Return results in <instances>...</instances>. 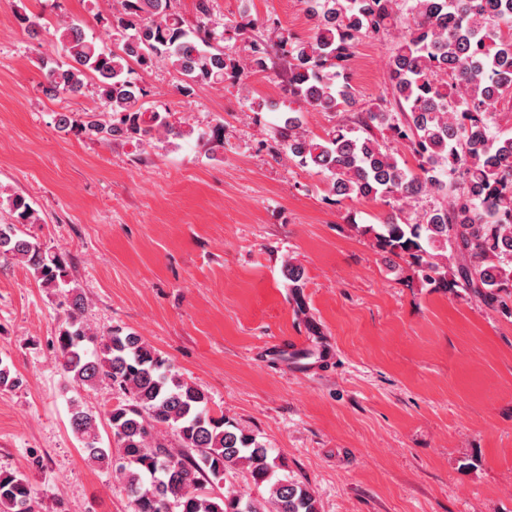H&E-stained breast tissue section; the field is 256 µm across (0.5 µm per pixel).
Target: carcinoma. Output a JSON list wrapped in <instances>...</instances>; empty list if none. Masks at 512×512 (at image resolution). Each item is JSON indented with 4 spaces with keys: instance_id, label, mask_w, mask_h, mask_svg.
Instances as JSON below:
<instances>
[{
    "instance_id": "obj_1",
    "label": "carcinoma",
    "mask_w": 512,
    "mask_h": 512,
    "mask_svg": "<svg viewBox=\"0 0 512 512\" xmlns=\"http://www.w3.org/2000/svg\"><path fill=\"white\" fill-rule=\"evenodd\" d=\"M174 2L122 0L112 20L113 49L77 23L60 24L64 59L42 62L49 89L78 96L92 78L102 110L79 120L59 112V131L103 142L181 135L169 111L144 107L132 62L168 63L183 76V94L228 80L246 92L247 74L272 70L289 97L340 115L326 136L316 137L301 113H288L273 137L275 153L324 175L337 204L355 197L388 206L380 224L350 216L347 223L378 253L403 260L420 287L459 289L512 316V136L494 132L497 113L488 110L491 102L512 99V0H307L311 36L275 24L244 57L226 43L252 21L219 23L211 0H195L196 24L188 27ZM401 18L406 30L388 64L392 102L358 109L349 76L354 49ZM402 148L416 168L402 161ZM9 206L17 223L0 224V252L60 289L66 314L54 346L64 373L81 388L105 383L123 396L106 412L113 446L100 445L99 414L77 401L70 423L85 459L119 482L129 512H318L307 486L279 473L273 449L216 413L209 396L141 337L115 328L99 333L86 323V300L70 285L67 255L20 229L37 223L25 197L9 199ZM236 470L268 496L211 489ZM0 512H41L29 476L0 471Z\"/></svg>"
}]
</instances>
